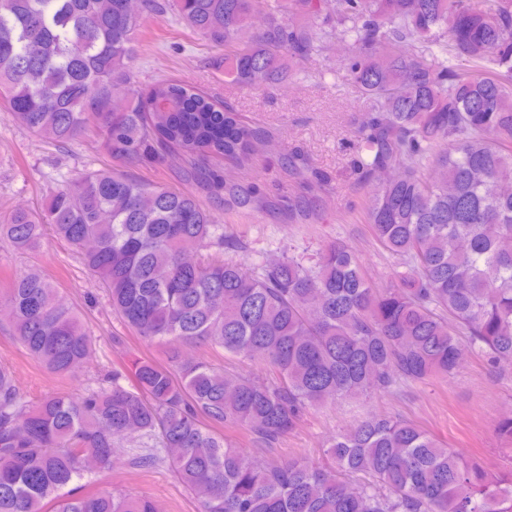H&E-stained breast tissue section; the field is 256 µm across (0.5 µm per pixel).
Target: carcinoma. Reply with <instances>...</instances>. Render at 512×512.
<instances>
[{"label": "carcinoma", "instance_id": "cac0c4a2", "mask_svg": "<svg viewBox=\"0 0 512 512\" xmlns=\"http://www.w3.org/2000/svg\"><path fill=\"white\" fill-rule=\"evenodd\" d=\"M168 7L224 50V77L244 90L281 82L288 61L335 38L352 43L344 69L370 104L353 169L364 183L401 169L364 210L400 260L396 285L373 287L340 240L314 259L259 256L247 274L213 209L128 172L176 152L185 178L212 185L204 160L245 161L259 137L185 81L138 84L135 36ZM291 9L303 24H288ZM0 114L60 147L93 129L114 162L39 213L13 211L1 241L33 250L49 226L144 340L257 358L277 378L172 347L167 363L137 358L78 398L30 401L0 366V512H159L147 496L91 489L122 445L131 466H167L200 512H512V462L493 473L404 418L330 437L332 468L257 459L309 410L446 378L464 349L512 364V0H142L137 13L127 0H0ZM224 189L252 206L253 189ZM0 303L49 372L73 376L93 353L41 271L17 274ZM232 426L252 450L224 436Z\"/></svg>", "mask_w": 512, "mask_h": 512}]
</instances>
